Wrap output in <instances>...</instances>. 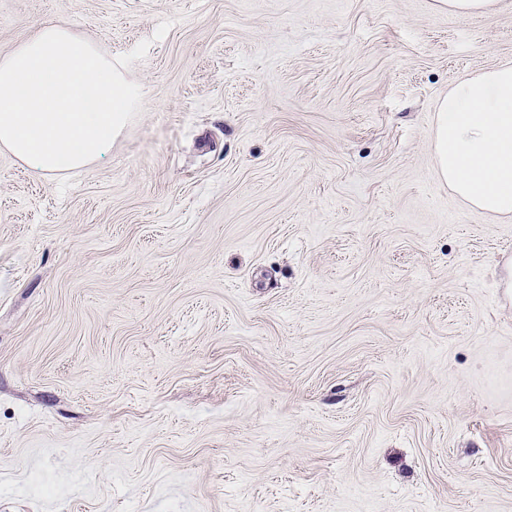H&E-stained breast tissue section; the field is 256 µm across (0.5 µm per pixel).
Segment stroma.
<instances>
[{
	"label": "stroma",
	"instance_id": "obj_1",
	"mask_svg": "<svg viewBox=\"0 0 512 512\" xmlns=\"http://www.w3.org/2000/svg\"><path fill=\"white\" fill-rule=\"evenodd\" d=\"M137 101L0 151V512H512V219L434 172L512 0H0ZM448 8V13L459 16H491L498 7L499 0H438Z\"/></svg>",
	"mask_w": 512,
	"mask_h": 512
}]
</instances>
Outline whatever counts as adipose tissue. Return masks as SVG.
Instances as JSON below:
<instances>
[{
  "label": "adipose tissue",
  "mask_w": 512,
  "mask_h": 512,
  "mask_svg": "<svg viewBox=\"0 0 512 512\" xmlns=\"http://www.w3.org/2000/svg\"><path fill=\"white\" fill-rule=\"evenodd\" d=\"M133 103L111 54L45 21L0 57V149L42 173L108 154ZM435 174L470 208L512 219V64L452 85L439 102Z\"/></svg>",
  "instance_id": "obj_1"
}]
</instances>
